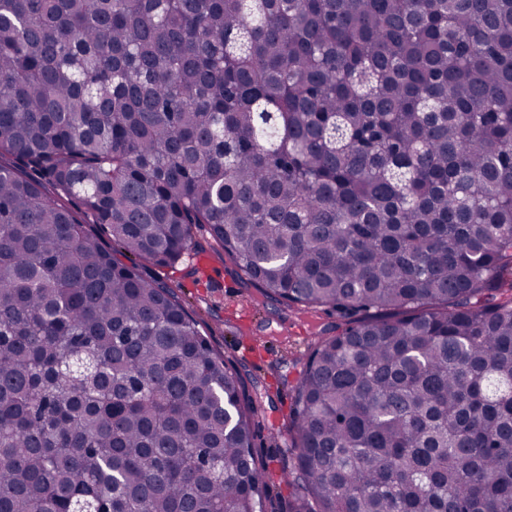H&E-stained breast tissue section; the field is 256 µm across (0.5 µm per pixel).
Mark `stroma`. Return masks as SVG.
Segmentation results:
<instances>
[{"label":"stroma","mask_w":512,"mask_h":512,"mask_svg":"<svg viewBox=\"0 0 512 512\" xmlns=\"http://www.w3.org/2000/svg\"><path fill=\"white\" fill-rule=\"evenodd\" d=\"M194 240L195 248L174 267L161 269L143 260L139 269L175 291L211 347L262 393L270 425L257 433L255 450L269 465L270 494L279 512H288L298 491L287 479L297 459L285 428L294 407V385L317 337L331 333L343 318L329 308L290 309L267 298L214 248L205 229H195ZM200 256L205 264H197Z\"/></svg>","instance_id":"stroma-1"}]
</instances>
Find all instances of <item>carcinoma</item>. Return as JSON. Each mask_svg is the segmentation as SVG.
I'll return each instance as SVG.
<instances>
[{
  "label": "carcinoma",
  "mask_w": 512,
  "mask_h": 512,
  "mask_svg": "<svg viewBox=\"0 0 512 512\" xmlns=\"http://www.w3.org/2000/svg\"><path fill=\"white\" fill-rule=\"evenodd\" d=\"M195 227L348 318L288 512H512V0H0V512H268L262 403L115 256Z\"/></svg>",
  "instance_id": "1"
}]
</instances>
